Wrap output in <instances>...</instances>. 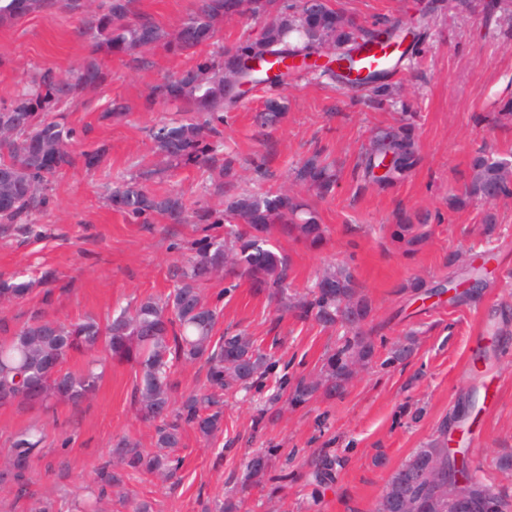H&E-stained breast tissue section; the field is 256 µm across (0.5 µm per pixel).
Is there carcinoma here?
<instances>
[{"instance_id":"obj_1","label":"carcinoma","mask_w":512,"mask_h":512,"mask_svg":"<svg viewBox=\"0 0 512 512\" xmlns=\"http://www.w3.org/2000/svg\"><path fill=\"white\" fill-rule=\"evenodd\" d=\"M273 0H196L194 9L173 38L153 19L133 12V0H0V24L14 21L36 10H63L78 16L79 32L89 39L94 57L60 77L51 71L41 75L33 86L16 99L0 106V235L29 233L30 217L49 204V177L75 164L76 132L49 117L58 106L75 101L98 88L106 74L98 56L145 52L164 41L175 51L195 49L215 37L216 22L229 15L265 17L256 36L239 40L232 48L221 49L180 76L154 88L152 95L171 99L183 112L192 114L184 123L162 125L150 133L157 150L167 163L217 169L229 175L234 158L217 153L221 138L217 123L223 112L237 104L238 93L229 83L241 78L253 86L276 89L288 84L291 56L324 54L338 66L353 63L352 53L368 45L370 28L333 8L329 0H293L276 14L270 13ZM281 66L269 75L264 68L249 65L252 59ZM387 71L373 70L361 79L369 100L383 104L390 96ZM283 117V107L275 97L266 100L258 113L263 126H274ZM420 162L419 148L409 126H389L375 131L369 147L355 164L361 180L380 187L405 179ZM300 179L316 196L332 195L337 187L336 173L326 163L311 159L299 172ZM512 195V160L476 157L471 163L469 181L462 196L450 202L463 204L479 200L488 205L483 223L485 233L494 232L498 218L495 202ZM110 203L122 212L148 223L151 216L171 224H184L189 214L178 197L156 196L136 181H122L109 188ZM198 220L224 225V236L204 237L195 243L194 255L172 270L173 288L161 297H148L134 306L112 314L106 324L86 317L68 325L36 312L30 321L0 340V408L28 407L50 409L56 404L80 407L97 392L109 362L125 361L134 370L133 401L137 415L155 423L154 448L146 450L128 437L114 445L112 459L98 471L106 486L122 484L129 472L179 480L181 459L176 450L183 444L184 432L194 429L206 441L224 433V399L247 393L266 376L268 355L248 336L216 337L220 313L204 301L200 288L222 276L229 287L246 280L274 300L277 310L292 312L299 319L314 318L328 326L344 329L334 348L324 358L319 375H300L289 386L287 400L294 405L307 403L318 391L334 395L353 375V368L369 364L374 345L361 331L371 306L361 285L345 269L333 270L318 279L309 294L288 296L292 274L289 257L274 249L271 234L282 236L309 248L326 240V227L317 211L295 196L267 191L229 197L222 209L206 208ZM432 214L414 216L388 225L391 239L417 251L429 237ZM447 283L471 280L467 292L472 299L487 287L484 266L473 263L457 266V255H448ZM31 283L0 281V302L23 300ZM89 357L86 365L70 370L65 364L73 354ZM201 361L206 381L201 388L175 401V368L180 363ZM42 429L29 427L17 434L10 446L3 475L11 477L18 493L24 492L25 473L41 451ZM270 457L259 456L246 464V478L259 484ZM438 471L433 487L418 476ZM471 493L478 499H507L478 475L473 476ZM404 512H448V443L433 440L420 449L390 478L376 512H392L394 504Z\"/></svg>"}]
</instances>
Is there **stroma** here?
<instances>
[{
  "label": "stroma",
  "instance_id": "1",
  "mask_svg": "<svg viewBox=\"0 0 512 512\" xmlns=\"http://www.w3.org/2000/svg\"><path fill=\"white\" fill-rule=\"evenodd\" d=\"M194 0H134L135 12L175 34ZM358 22L400 20L421 34L410 67L391 77L394 95L370 103L328 78L298 71L281 91L285 113L274 128L256 124L254 114L269 92L258 86L224 114V148L237 161L232 177L192 165L169 166L148 135L151 127L184 118L177 105L152 98L155 86L174 80L204 56L197 48L175 52L158 46L135 66L129 56H108L103 85L63 103L59 121L75 127V165L50 180V204L36 214L37 234L0 238V279L28 281L30 295L0 304V327L14 332L33 310L68 323L84 316L106 321L127 304L167 293L169 269L183 262L199 224H144L113 208L107 184L147 173L151 194H173L188 210L213 205L221 195L281 191L308 196L297 177L313 156L335 162L339 185L332 196L313 198L326 241L311 249L273 237L290 257L291 292L305 293L326 271L349 268L370 300L367 320L385 347L408 346L409 360L388 365L373 359L356 367L344 392L316 394L300 407L273 402L278 385L318 373L338 332L313 319L277 315L265 294L249 284L225 293L220 278L202 293L221 312L219 330L243 333L271 349L266 379L247 398L229 399L224 434L207 442L186 432L180 454L182 480L171 484L138 475L117 487H102L96 470L112 457L114 440L128 436L152 448L155 425L138 419L131 398L129 364L108 365L96 396L79 408L49 413L0 411V470L14 436L35 424L45 434V454L27 472V494L0 483V512H76L89 494L101 512H130L124 499L151 502L154 512H214L216 501L242 499L241 512H374L394 472L437 438L471 395H478L477 422L464 445L470 466L512 500V196L497 201L498 224L486 234L485 205L449 207L461 193L479 155L512 154V0H334ZM75 16L40 11L0 25V103L11 102L43 72L70 70L90 53ZM125 105L122 115L111 102ZM412 124L421 163L400 183L359 188L357 158L372 129ZM95 156L86 166L84 155ZM435 219L420 250L404 253L385 227L420 211ZM492 249L495 260L482 295L455 307L447 298L410 289L447 279L448 256L467 260ZM51 305H43L45 290ZM486 361L471 370L475 354ZM271 452L270 479L242 488L244 464ZM316 461L331 463L323 482L310 476ZM282 485H275L276 476Z\"/></svg>",
  "mask_w": 512,
  "mask_h": 512
}]
</instances>
